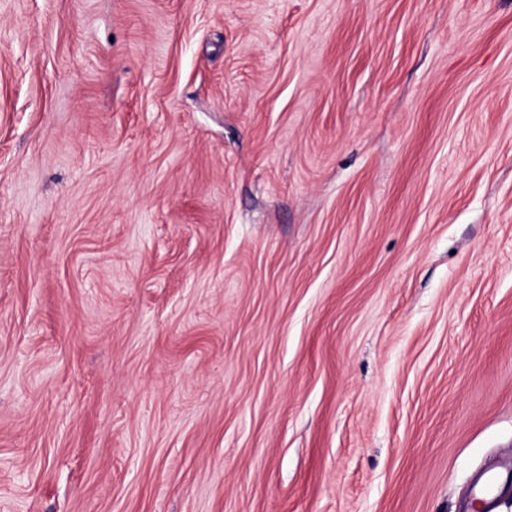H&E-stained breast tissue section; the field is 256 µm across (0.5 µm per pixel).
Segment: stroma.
<instances>
[{
  "label": "stroma",
  "mask_w": 512,
  "mask_h": 512,
  "mask_svg": "<svg viewBox=\"0 0 512 512\" xmlns=\"http://www.w3.org/2000/svg\"><path fill=\"white\" fill-rule=\"evenodd\" d=\"M512 512V0H0V512Z\"/></svg>",
  "instance_id": "obj_1"
}]
</instances>
